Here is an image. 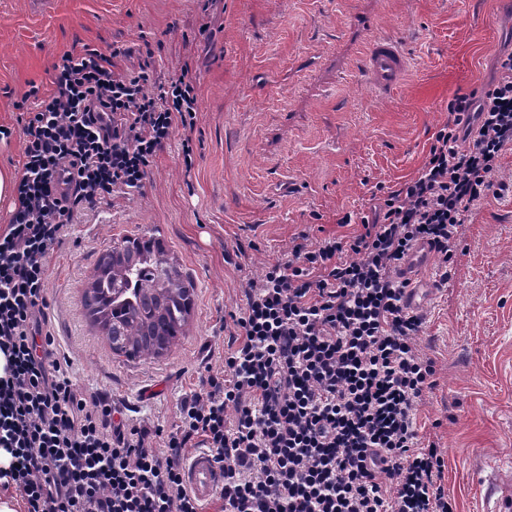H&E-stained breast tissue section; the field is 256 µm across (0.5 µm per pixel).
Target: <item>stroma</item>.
Masks as SVG:
<instances>
[{
    "label": "stroma",
    "mask_w": 512,
    "mask_h": 512,
    "mask_svg": "<svg viewBox=\"0 0 512 512\" xmlns=\"http://www.w3.org/2000/svg\"><path fill=\"white\" fill-rule=\"evenodd\" d=\"M49 2L35 12L30 0H0V126L12 131L1 169H21L16 105L30 85L51 90L63 53L119 46L118 68L132 71L150 48L154 78L178 74L187 58L201 75L192 169L175 129L141 189L113 194L72 225L48 278L50 324L74 381L167 428L202 366L221 367L248 279L287 261L294 237L357 234L423 166L449 102L489 87L498 57L512 53V0H217L206 18L201 0ZM383 35L410 62L386 95L363 63ZM495 181L461 228L464 256L448 281L432 253L412 270L430 288L418 349L436 370L417 424L440 445L455 512H483L475 468L512 462V149ZM153 231L193 280L195 307L171 353L125 360L87 324L81 287L113 242Z\"/></svg>",
    "instance_id": "1"
}]
</instances>
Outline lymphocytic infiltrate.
<instances>
[{
    "mask_svg": "<svg viewBox=\"0 0 512 512\" xmlns=\"http://www.w3.org/2000/svg\"><path fill=\"white\" fill-rule=\"evenodd\" d=\"M121 53L63 54L52 90L31 86L19 117L24 172L0 234V448L12 456L0 479L26 512H203L184 466L204 447L224 473L223 512H454L441 448L418 434L435 368L396 273L424 244L456 264L460 228L512 146V54L480 98L449 103L418 174L358 234L295 237L288 262L247 281L223 365L204 366L167 429L76 384L45 317L51 260L78 216L141 189L175 128L193 155L197 69L187 60L156 82L147 60L119 70Z\"/></svg>",
    "mask_w": 512,
    "mask_h": 512,
    "instance_id": "lymphocytic-infiltrate-1",
    "label": "lymphocytic infiltrate"
}]
</instances>
